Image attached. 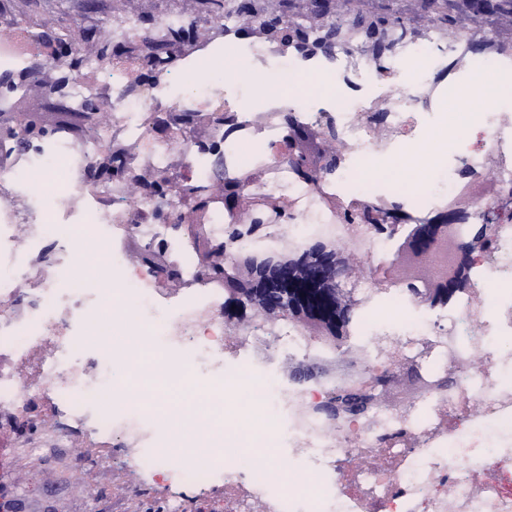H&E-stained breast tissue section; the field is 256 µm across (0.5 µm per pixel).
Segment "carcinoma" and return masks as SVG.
Returning a JSON list of instances; mask_svg holds the SVG:
<instances>
[{
    "mask_svg": "<svg viewBox=\"0 0 512 512\" xmlns=\"http://www.w3.org/2000/svg\"><path fill=\"white\" fill-rule=\"evenodd\" d=\"M29 8L16 9L15 0H0V14L25 17L35 29L37 37L57 45L74 44L65 37L70 24H60L53 32L41 30L42 20L51 16L54 20L65 14L67 0H27ZM234 7L245 16L258 20L277 41L287 45L292 39L294 22L310 19L320 29L319 44L326 50L339 42L355 43L376 55L393 49L397 40L409 32L423 19L434 21L440 28L491 29L497 32L498 40L472 41L467 50L473 54L483 53L492 57L500 45L512 42V0H239ZM196 11L202 15L218 16L224 12V0H196ZM188 28L171 29L167 33L150 37L143 42L149 48L144 54L135 45L114 42L125 48V53L135 54L147 71V75L164 69L176 57L172 50L175 42L184 39ZM62 109L53 113L50 123L38 131L27 123L26 116L17 112H0V120L9 122L6 138L21 143L45 139L56 130L64 129L80 141L91 137L96 123L90 113L71 102L61 100ZM107 158L112 166V178L125 176L122 158L128 143L117 139Z\"/></svg>",
    "mask_w": 512,
    "mask_h": 512,
    "instance_id": "obj_1",
    "label": "carcinoma"
}]
</instances>
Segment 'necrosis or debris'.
<instances>
[{
  "mask_svg": "<svg viewBox=\"0 0 512 512\" xmlns=\"http://www.w3.org/2000/svg\"><path fill=\"white\" fill-rule=\"evenodd\" d=\"M156 13L154 33L208 27L216 37L180 53L161 78L145 77L136 59L96 67V41L74 36L82 72L58 75L57 97L93 101L100 135L67 133L26 146L0 138V360L25 363L22 379L0 369V418L28 427L35 407L50 404L69 428L132 449L131 463L189 489L224 485V512H512V113L476 112L487 145L460 148L466 127L449 129L427 179L397 186L384 176L397 158L423 151L447 94L469 93L475 76L512 79V48L493 60H459L461 33L426 24L378 57L350 45L316 48L313 34L282 49L245 33L242 15L205 17L195 0ZM0 107L39 91L34 77L50 52L12 47L29 37L26 23L0 20ZM233 51L254 81L212 75L210 63ZM184 112L221 113L198 136L178 122ZM340 144L336 165L321 162L314 178L291 163L287 116ZM133 151L126 180L91 178L112 151L113 135ZM502 200L475 207L456 228L491 225L489 256L469 268L470 287L442 307L424 305L419 281L379 286L393 252L414 225L461 200L464 176L484 168L486 154ZM253 177L250 195L274 198L293 242L323 226L353 238L369 264L367 299L353 312L346 346L322 341L293 319L271 325L224 321V283L199 260L198 243L228 245L237 212L224 207V177ZM150 174L174 176L178 192L142 193ZM209 201L195 231L180 227L187 192ZM392 200L407 221L377 234L372 204ZM354 223L339 220L341 212ZM106 247L102 276L78 274L85 251ZM161 252L182 295L166 297L161 268L134 262L131 251ZM416 363L430 384L404 412L378 404L358 420L325 421L310 408L349 384L350 374L399 380ZM456 373H449V366ZM173 399L189 420L195 451L165 453L169 426L155 406ZM229 445H212L216 427ZM258 450L241 455V443Z\"/></svg>",
  "mask_w": 512,
  "mask_h": 512,
  "instance_id": "obj_1",
  "label": "necrosis or debris"
}]
</instances>
